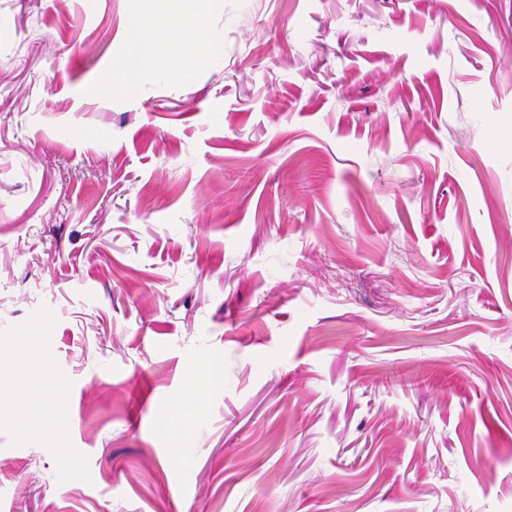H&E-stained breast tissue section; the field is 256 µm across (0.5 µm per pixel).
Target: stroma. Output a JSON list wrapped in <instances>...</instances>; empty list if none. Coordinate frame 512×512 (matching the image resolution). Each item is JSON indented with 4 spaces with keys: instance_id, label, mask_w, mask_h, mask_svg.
<instances>
[{
    "instance_id": "stroma-1",
    "label": "stroma",
    "mask_w": 512,
    "mask_h": 512,
    "mask_svg": "<svg viewBox=\"0 0 512 512\" xmlns=\"http://www.w3.org/2000/svg\"><path fill=\"white\" fill-rule=\"evenodd\" d=\"M204 8L0 0V512H512V0ZM133 4V21L134 24L131 29L130 35V53L128 57V67L124 69L125 72L130 71V68L136 69L145 65L152 64L155 75H168L170 73V65L175 56V61L178 67L182 68L179 72L182 75L188 74L193 66H180L177 60V53L179 48L169 43L166 39L167 32L173 28H179L184 35L196 36V45L199 51V58L202 54L209 55L211 52L210 45L202 37H200V21L205 17L204 12L198 8L192 12L182 9H173L166 13L164 18L159 23H149L145 20L143 14L144 0H135ZM138 3V5H137ZM149 31H158L155 33L154 39L157 41L166 42L168 50V60L166 62H153L149 55H144L143 47L145 45L147 34ZM34 376L39 380L42 389L38 388L35 393L28 395L27 403L31 406H45L49 413L44 419L34 417L32 412L24 421H20L17 417L19 432L23 436H29L48 434L47 430H50L56 435H61L64 428L57 425V420L65 418V412L61 404L55 400L58 396L59 386L50 379L45 364Z\"/></svg>"
}]
</instances>
